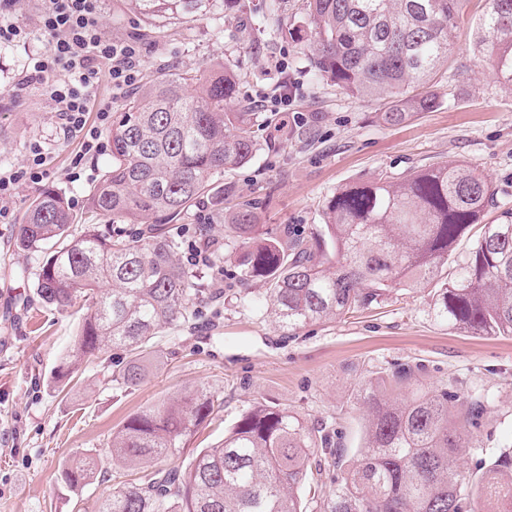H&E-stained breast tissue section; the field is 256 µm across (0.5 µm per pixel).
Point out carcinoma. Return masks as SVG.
I'll return each instance as SVG.
<instances>
[{"mask_svg":"<svg viewBox=\"0 0 512 512\" xmlns=\"http://www.w3.org/2000/svg\"><path fill=\"white\" fill-rule=\"evenodd\" d=\"M203 0H129L150 16L196 13ZM463 0H305L312 63L321 79L356 97L389 95L381 113L399 125L439 105L433 80L455 43ZM472 35L474 57L512 87V0H486ZM420 84L423 94L407 87ZM237 80L226 68L164 70L112 113L111 161L91 195V209L112 220L72 229L63 194L40 193L24 214L15 246L45 252L35 278L46 307L82 301L79 333L54 376L59 382L113 347L119 389L138 386L145 357L166 329L184 327L200 301L195 271L179 257L166 225L201 200L224 194V173L247 165L257 149L255 112H226ZM493 203L487 180L447 162L399 181H370L336 191L320 228L262 230L250 209L226 228L240 282L266 285L261 302L281 326L296 329L381 302L396 288L436 282L437 319L487 336L512 335V210L486 224ZM154 218L155 223L145 220ZM482 225L473 236V226ZM467 248L457 252L462 241ZM401 367L388 383L413 384ZM366 446L336 492L315 512H512V448L487 454L481 474L457 469L460 449L474 447L483 403L449 389L415 390L391 402L373 385L360 389ZM204 387L128 417L112 437L110 462L161 463L185 447L213 413ZM332 436L308 428L288 408L259 402L224 441L198 452L191 466L160 467L146 481L112 489L102 512H310L298 494L314 448ZM102 461L85 453L60 471L70 490L84 488Z\"/></svg>","mask_w":512,"mask_h":512,"instance_id":"obj_1","label":"carcinoma"}]
</instances>
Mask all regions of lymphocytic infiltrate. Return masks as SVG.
Instances as JSON below:
<instances>
[{"label": "lymphocytic infiltrate", "instance_id": "lymphocytic-infiltrate-1", "mask_svg": "<svg viewBox=\"0 0 512 512\" xmlns=\"http://www.w3.org/2000/svg\"><path fill=\"white\" fill-rule=\"evenodd\" d=\"M18 0H0V45L27 40L38 33L48 50L31 55L24 80L46 89L56 104L57 128L63 139H77L82 151L72 160L80 167L85 156L101 153L102 130L112 122V108L97 104L99 65L107 63L108 78L114 88L133 87L138 78L140 50L136 42H115L101 28L100 0H40L36 28H27L16 15ZM96 112L97 125H89L87 115ZM46 156L41 145L31 146L17 168L0 171V217L19 185L40 183L45 174Z\"/></svg>", "mask_w": 512, "mask_h": 512}]
</instances>
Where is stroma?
<instances>
[{
  "mask_svg": "<svg viewBox=\"0 0 512 512\" xmlns=\"http://www.w3.org/2000/svg\"><path fill=\"white\" fill-rule=\"evenodd\" d=\"M483 2L468 0L457 46L435 78L440 106L391 126L379 118L389 97H354L316 76L298 37L303 0H207L203 12L164 17L135 13L128 0H103L104 34L115 41L134 36L142 45L139 81L159 70L231 69L239 83L225 111L258 113L262 124L252 161L224 175L223 206L191 207L171 223V234L187 248L207 239L228 251L232 244L216 226L221 209L244 202L266 227L310 229L320 223L326 199L347 184L397 181L447 162L485 177L495 202L487 216L495 218L498 205L512 203V87L497 82L471 53ZM44 48L36 39L0 48V169L20 165L35 143L47 157L43 181L20 185L0 219V512H101L113 487L141 482L151 465L104 464L78 492L61 484L62 466L88 450L106 454L130 415L200 386L217 396L215 410L171 466L186 468L201 449L219 444L255 403H274L307 426L334 433L339 457L318 452L311 459L323 499L363 451L357 390L401 366L412 367L425 387L487 396L474 432L479 446L464 449L460 460L465 475L478 472L479 447L512 442V336L441 323L429 286L396 290L342 319L287 330L267 309L242 301L246 292L264 296L261 281L239 282L230 264L217 281L203 266L201 287L221 283V299L199 306L193 327L156 338L139 386L116 388L108 365L91 363L58 389L53 375L82 309L76 304L59 312L41 304L32 284L44 254L18 250L15 240L30 200L48 188L65 195L80 223H101L89 195L111 155L86 156L80 178H71L79 141L62 139L45 90L22 83L28 54ZM286 86L293 94L282 113L276 100Z\"/></svg>",
  "mask_w": 512,
  "mask_h": 512,
  "instance_id": "obj_1",
  "label": "stroma"
}]
</instances>
